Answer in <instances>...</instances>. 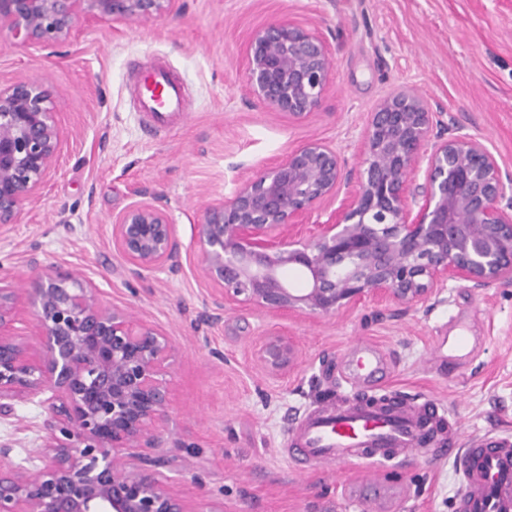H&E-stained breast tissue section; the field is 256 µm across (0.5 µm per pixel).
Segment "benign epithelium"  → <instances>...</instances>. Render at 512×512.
<instances>
[{
	"instance_id": "obj_1",
	"label": "benign epithelium",
	"mask_w": 512,
	"mask_h": 512,
	"mask_svg": "<svg viewBox=\"0 0 512 512\" xmlns=\"http://www.w3.org/2000/svg\"><path fill=\"white\" fill-rule=\"evenodd\" d=\"M182 0H0V30L17 46H63L79 23L177 14ZM256 100L290 119L307 117L329 91L328 41L288 8L244 46ZM414 86L370 113L358 171L315 139L206 203L197 223L201 272L222 295L274 316L332 318L369 299L411 310L448 281L483 289L512 281V170L481 137L445 121ZM60 134L40 84H0V224H13L52 169ZM131 202L112 238L141 275L179 258L161 198ZM316 218L305 237L300 226ZM300 272L296 288L284 271ZM42 345L14 332L19 294L0 278V409L51 391L41 464L0 469V512H197L153 461L172 405L165 335L103 304L77 274L47 271L30 293ZM294 342L272 333L260 359L272 371L297 361Z\"/></svg>"
}]
</instances>
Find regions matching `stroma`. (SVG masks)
Returning <instances> with one entry per match:
<instances>
[{
	"label": "stroma",
	"instance_id": "obj_1",
	"mask_svg": "<svg viewBox=\"0 0 512 512\" xmlns=\"http://www.w3.org/2000/svg\"><path fill=\"white\" fill-rule=\"evenodd\" d=\"M180 13L81 26L59 48L13 45L0 32V82L37 81L57 114L60 154L35 204L0 224V277L33 288L45 271L79 273L104 304L164 333L174 349L172 409L156 470L196 510L223 512H454L451 460L427 450L403 462L301 471L282 455L292 419L353 393L339 369L355 341L387 357L385 386L434 399L457 417L456 446L512 430V282L482 290L459 281L407 312L368 301L333 318L281 319L221 299L200 275L193 245L199 207L230 198L246 178L312 139L361 161L368 115L392 90L418 87L512 168V0H183ZM318 26L335 62L321 106L293 121L250 94L244 44L282 6ZM163 59L193 102L165 134L127 105L131 61ZM163 198L175 226V265L133 275L112 242V219L138 192ZM285 331L298 358L267 373L256 352ZM470 336L460 368L435 358L440 337ZM40 399L0 414V467L38 463Z\"/></svg>",
	"mask_w": 512,
	"mask_h": 512
}]
</instances>
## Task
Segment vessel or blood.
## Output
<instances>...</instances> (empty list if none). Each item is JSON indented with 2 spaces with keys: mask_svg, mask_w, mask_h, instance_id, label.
I'll return each instance as SVG.
<instances>
[{
  "mask_svg": "<svg viewBox=\"0 0 512 512\" xmlns=\"http://www.w3.org/2000/svg\"><path fill=\"white\" fill-rule=\"evenodd\" d=\"M131 102L164 128L170 114L186 111L183 84L156 64L130 85ZM349 375L372 387L385 360L371 344L357 343L347 357ZM456 426L449 411L434 400L416 403L397 395H370L340 406L317 408L289 430L283 454L300 469L370 461H402L444 444ZM464 490L458 512H512V437H485L461 449Z\"/></svg>",
  "mask_w": 512,
  "mask_h": 512,
  "instance_id": "1",
  "label": "vessel or blood"
}]
</instances>
